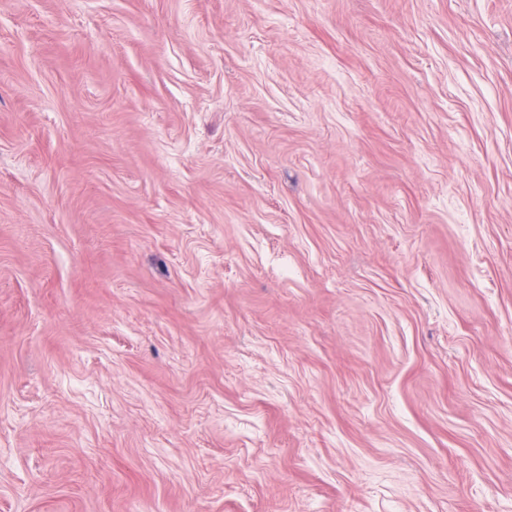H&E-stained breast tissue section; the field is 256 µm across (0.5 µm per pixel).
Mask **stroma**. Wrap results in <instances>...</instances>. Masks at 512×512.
<instances>
[{
    "mask_svg": "<svg viewBox=\"0 0 512 512\" xmlns=\"http://www.w3.org/2000/svg\"><path fill=\"white\" fill-rule=\"evenodd\" d=\"M0 512H512V0H0Z\"/></svg>",
    "mask_w": 512,
    "mask_h": 512,
    "instance_id": "obj_1",
    "label": "stroma"
}]
</instances>
